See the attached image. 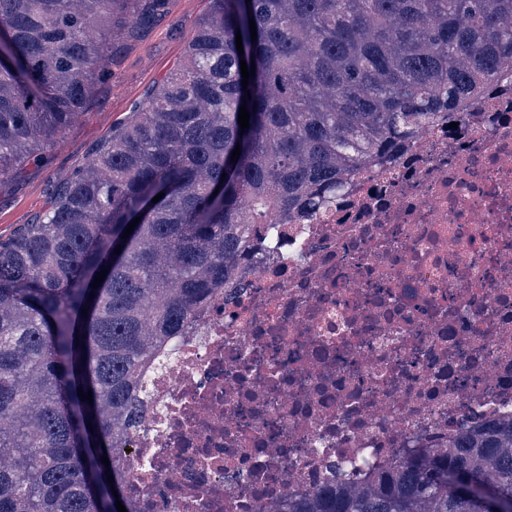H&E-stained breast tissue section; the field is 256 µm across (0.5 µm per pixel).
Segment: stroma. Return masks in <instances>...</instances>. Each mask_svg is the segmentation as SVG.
Returning a JSON list of instances; mask_svg holds the SVG:
<instances>
[{"mask_svg":"<svg viewBox=\"0 0 512 512\" xmlns=\"http://www.w3.org/2000/svg\"><path fill=\"white\" fill-rule=\"evenodd\" d=\"M210 7V0H169L166 15L109 60L107 75L63 137L0 185V239L38 222L55 201L61 177L81 168L113 127L130 120L138 105L180 66L191 34Z\"/></svg>","mask_w":512,"mask_h":512,"instance_id":"35a3bbf8","label":"stroma"}]
</instances>
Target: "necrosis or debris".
<instances>
[{
    "label": "necrosis or debris",
    "instance_id": "1",
    "mask_svg": "<svg viewBox=\"0 0 512 512\" xmlns=\"http://www.w3.org/2000/svg\"><path fill=\"white\" fill-rule=\"evenodd\" d=\"M260 225L146 373L137 512H254L512 418V78Z\"/></svg>",
    "mask_w": 512,
    "mask_h": 512
}]
</instances>
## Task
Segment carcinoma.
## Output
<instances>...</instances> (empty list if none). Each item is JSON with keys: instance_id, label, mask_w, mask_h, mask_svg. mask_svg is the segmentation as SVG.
<instances>
[{"instance_id": "carcinoma-1", "label": "carcinoma", "mask_w": 512, "mask_h": 512, "mask_svg": "<svg viewBox=\"0 0 512 512\" xmlns=\"http://www.w3.org/2000/svg\"><path fill=\"white\" fill-rule=\"evenodd\" d=\"M167 5L0 0V183L83 112L109 45L144 35ZM242 60L255 64L245 88ZM505 68L512 0H211L180 68L38 223L0 240V512H118V500L136 512L125 442L145 370L238 280L252 226L319 205ZM454 471L512 512V420L256 512H480L448 485Z\"/></svg>"}]
</instances>
